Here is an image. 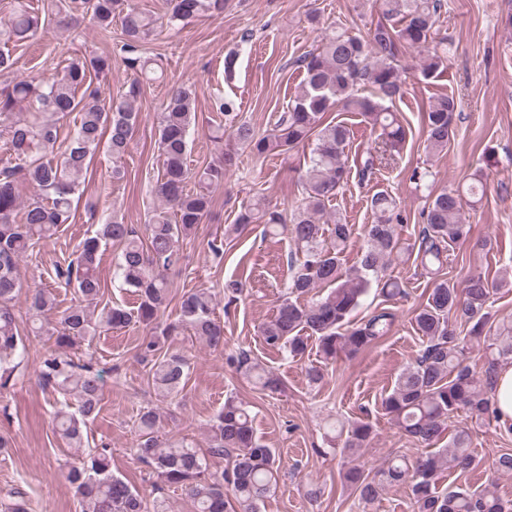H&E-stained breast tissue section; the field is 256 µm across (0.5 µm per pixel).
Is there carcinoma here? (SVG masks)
Returning a JSON list of instances; mask_svg holds the SVG:
<instances>
[{"label":"carcinoma","instance_id":"cac0c4a2","mask_svg":"<svg viewBox=\"0 0 512 512\" xmlns=\"http://www.w3.org/2000/svg\"><path fill=\"white\" fill-rule=\"evenodd\" d=\"M375 4L382 20L367 35L334 31L296 60L304 72L301 89L268 132L260 134L248 123L236 121L234 102H219L217 111L232 125L231 143L224 161L218 164L197 172L189 167L195 89L185 83L169 86L158 117L163 163L154 193L161 207L154 210L147 225V242L114 215L81 242L74 260L56 269L57 287L72 290L92 303L102 296L98 272L102 246L121 247L117 269L124 284L138 296L136 312L113 306L95 315L75 305L59 324L46 330L42 319L54 308L55 295L50 288H37L31 295V332L53 339L40 361V380L54 395L77 405L75 413H54L51 430L55 437L72 448L84 447L87 422L99 412L104 370L97 367L91 347L100 329L124 328L134 320L150 327V334L138 344V355L150 366L153 384L166 397L184 388L189 370L183 352L164 349L170 337L186 331L214 350L224 348V324L214 316V299L207 288H192L182 294L181 322L166 326L157 322L170 302L165 271L179 261L181 244L210 212V188L224 182L238 151L247 150L260 158L309 143L311 154L302 175L304 201L287 215L258 196L243 207L235 225L239 230L263 224L269 233L289 234L294 245L289 296L261 325L264 342L297 361L305 358L311 339L325 363L364 351L389 334L396 314L382 307L357 324L351 321L352 313L372 283L380 281L389 262L415 255L414 262L431 282L426 302L414 316L426 345L415 361L403 368L383 398L382 409L406 435L431 451L412 463L394 456L371 474L355 464L373 434L370 422L358 419L346 429L334 428L325 440L348 459L343 483L353 488L364 504L377 499L386 486L405 483L417 512H512V501L489 492L462 486L438 490L444 471L464 472L476 466L470 428L454 424L452 419L466 411L482 423L501 426L491 394L498 369L512 363V317L499 319L491 313L488 282L473 275L451 285L442 277L448 244L472 239L471 225L463 217L464 196L474 199L483 194L481 179H474L464 194L443 189L433 195L424 212V226L412 245L401 242L397 233L405 216L395 200L385 191L373 194L370 208L374 220L364 225L365 245L350 268L343 267L342 257L352 225L338 214L329 215L326 209L348 183L351 169L344 156L353 138L351 128L327 120V114L337 108L356 112L376 133L359 167V180L371 178L376 161L394 159L406 132L385 102L391 103L401 94L406 51L424 48L433 39L443 0H375ZM226 5L227 0H169L167 25L182 28L200 17H219ZM77 15L90 17L105 32L111 31L112 18L120 16V51L126 67L145 76L163 73L157 61L143 52L157 19L125 5V0H68L64 13H56V23L65 25ZM42 30L44 21L31 0H14L9 18L0 21V74L9 73L13 66L9 45L21 44ZM446 61V56L436 51L427 55L419 67L421 76L426 80L437 77ZM111 69L112 56L96 55L69 62L51 78L31 76L0 83V119L17 112L29 114L11 124L6 156L0 157V391L9 387L28 353L11 306L21 288L18 260L36 253L44 241L71 223L73 196L106 133L113 159L112 181L125 177L120 162L137 119L133 106L137 86L107 105L93 91L80 92L91 84L92 76ZM456 109V100L447 95L429 104L425 116L429 151L444 150L454 138ZM74 113L78 120L70 145L57 160L46 159L54 153L60 123ZM191 182L194 187L190 189ZM25 183L33 187L37 198L22 207L19 188ZM321 287L330 288L326 296L306 299ZM451 316L466 328V335H456ZM476 346L488 353L480 374L469 364V354ZM234 367L261 390H278V378L248 353L240 352ZM160 422L156 408L147 406L139 411L133 453L161 483L184 489L195 512H260L276 489L279 467L274 449L254 434L244 403L232 394L225 398L224 407L209 424L203 449L185 436L162 437ZM443 439L446 443L435 447ZM217 459L225 460L226 465L214 466ZM111 462L112 449L103 446L89 459L69 465L68 480L74 486L79 512H169L162 497L147 506L137 491L112 474ZM7 497L6 512H33L30 496L21 485L11 488Z\"/></svg>","mask_w":512,"mask_h":512}]
</instances>
